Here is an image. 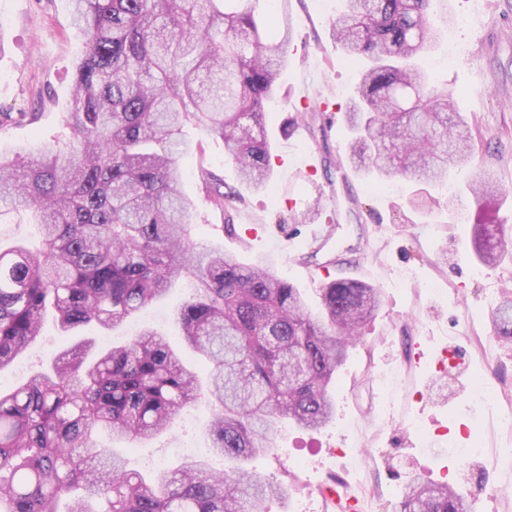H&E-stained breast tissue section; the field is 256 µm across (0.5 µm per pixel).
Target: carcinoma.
Masks as SVG:
<instances>
[{
  "instance_id": "cac0c4a2",
  "label": "carcinoma",
  "mask_w": 512,
  "mask_h": 512,
  "mask_svg": "<svg viewBox=\"0 0 512 512\" xmlns=\"http://www.w3.org/2000/svg\"><path fill=\"white\" fill-rule=\"evenodd\" d=\"M84 52L64 117L69 140L0 157V216L26 210L35 245L0 249V371L35 342L47 314L63 332L113 330L181 278L196 288L174 311L183 341L207 362V384L167 337L145 327L99 349L61 350L50 369L0 389V512H270L288 487L201 460L143 475L92 443L101 427L131 448L172 429L202 396L213 407L211 453L245 463L271 452L281 424L314 430L335 411L332 386L380 290L336 280L312 314L300 290L258 261L195 240L179 160L193 121L224 141L242 182L272 168L266 105L294 30L288 0H71ZM433 0H346L332 36L363 70L349 117L352 167L384 182L448 181L469 166L470 133L455 91L417 59L442 35ZM207 200L242 201L203 172ZM476 199L498 190L472 180ZM498 225H473L486 266L504 254ZM512 342V300L492 311ZM393 512H469L446 483L412 479Z\"/></svg>"
}]
</instances>
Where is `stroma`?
Segmentation results:
<instances>
[{
    "label": "stroma",
    "instance_id": "1",
    "mask_svg": "<svg viewBox=\"0 0 512 512\" xmlns=\"http://www.w3.org/2000/svg\"><path fill=\"white\" fill-rule=\"evenodd\" d=\"M339 7L340 0L288 2L295 40L267 112L272 178L266 188L242 186L224 158L223 141L195 125L188 133L198 148L180 160L182 189L195 204L197 241L249 262H269L315 312L322 284L346 279L380 286L381 307L336 375L333 419L314 431L285 426L274 451L249 467L288 487V502L272 501L271 512H323L319 490L333 480L358 492L373 489L369 512H392L415 477L448 482L476 502V512H512V481L484 485L478 476H464L454 453L421 446L425 433L443 429L458 441L475 434L490 460L512 447V432L495 416L480 414L475 403L484 387L512 399V346L496 335L487 300L492 288L512 294V256L489 268L475 255L469 233L477 206L465 184L492 172L500 191L490 209L499 218L512 210V0H437L448 31L429 51L425 69L456 91V109L475 142L470 167L450 173L457 193L404 181L391 191L357 172L349 185L356 195L351 206L330 197L347 160V110L359 72L331 34L329 20ZM81 52L70 0H0V113L15 115L0 125V156L66 142L64 116ZM314 153L321 163L311 171ZM205 170L239 191L243 202L233 215L207 202ZM425 192L431 208L414 210L410 197ZM317 225L324 237L316 241L310 231ZM191 292L188 281H177L142 321L179 343L170 315ZM70 342L46 321L22 358L0 372V387H14L48 366ZM450 346L460 347L463 359L444 377L435 366ZM396 381L406 389L396 417L375 423L380 391ZM211 416L210 406L200 403L173 431L139 448L113 443L106 428L94 440L114 446L128 468L151 471L187 455L206 456ZM407 416L418 418L419 431L401 427ZM298 456L307 459L306 469L291 467L290 458Z\"/></svg>",
    "mask_w": 512,
    "mask_h": 512
}]
</instances>
